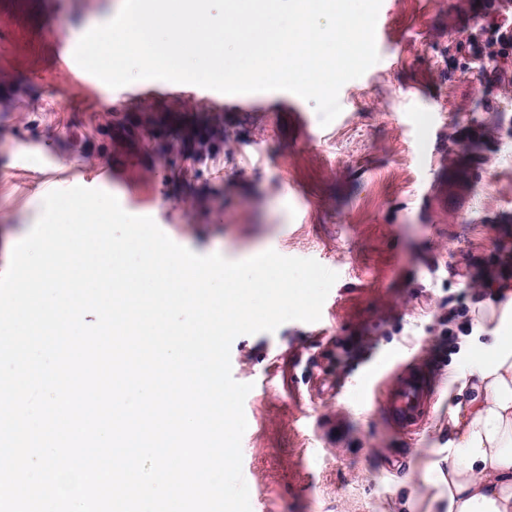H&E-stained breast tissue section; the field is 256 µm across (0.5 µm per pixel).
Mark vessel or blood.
Masks as SVG:
<instances>
[{
	"mask_svg": "<svg viewBox=\"0 0 512 512\" xmlns=\"http://www.w3.org/2000/svg\"><path fill=\"white\" fill-rule=\"evenodd\" d=\"M433 385L418 369L400 366L394 369L378 410L392 426L413 432L423 425L432 407Z\"/></svg>",
	"mask_w": 512,
	"mask_h": 512,
	"instance_id": "b4317fda",
	"label": "vessel or blood"
}]
</instances>
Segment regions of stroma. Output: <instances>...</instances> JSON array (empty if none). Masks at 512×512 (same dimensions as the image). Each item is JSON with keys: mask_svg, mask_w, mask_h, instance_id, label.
<instances>
[{"mask_svg": "<svg viewBox=\"0 0 512 512\" xmlns=\"http://www.w3.org/2000/svg\"><path fill=\"white\" fill-rule=\"evenodd\" d=\"M119 2L0 0V273L45 196L102 167L128 213L196 254L315 259L338 275L319 331L288 321L231 346L233 378L252 386L249 495L257 512H410V495H430L422 467L448 443V383L476 349L478 305L494 300L467 287L471 265L512 252V139L487 132L465 166L456 152L486 107L512 122V4L382 0L385 50L342 86L324 127L286 91L200 105L162 91L144 108L132 85L70 82L58 41H79ZM447 300L461 312L452 338L434 318ZM390 359L436 386L414 438L364 387Z\"/></svg>", "mask_w": 512, "mask_h": 512, "instance_id": "1", "label": "stroma"}]
</instances>
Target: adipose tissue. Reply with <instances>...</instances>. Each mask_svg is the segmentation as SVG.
<instances>
[{"label":"adipose tissue","mask_w":512,"mask_h":512,"mask_svg":"<svg viewBox=\"0 0 512 512\" xmlns=\"http://www.w3.org/2000/svg\"><path fill=\"white\" fill-rule=\"evenodd\" d=\"M482 317L489 335L454 376L463 397L448 423L444 457L425 466V512H512V292Z\"/></svg>","instance_id":"1"}]
</instances>
